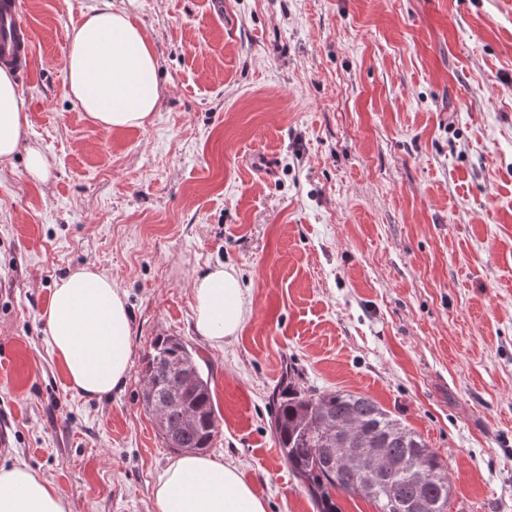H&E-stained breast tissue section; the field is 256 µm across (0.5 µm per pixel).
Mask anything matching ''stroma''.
<instances>
[{
  "label": "stroma",
  "mask_w": 512,
  "mask_h": 512,
  "mask_svg": "<svg viewBox=\"0 0 512 512\" xmlns=\"http://www.w3.org/2000/svg\"><path fill=\"white\" fill-rule=\"evenodd\" d=\"M28 140L0 163V465L70 512H154L176 452L142 408L151 343L208 374L219 434L268 512H318L270 427L301 387L369 396L448 463L449 512H512V0H113L143 27L160 103L106 131L62 86L95 0H22ZM238 274L246 316L198 335L192 281ZM122 288L131 368L78 394L48 344L55 281Z\"/></svg>",
  "instance_id": "obj_1"
}]
</instances>
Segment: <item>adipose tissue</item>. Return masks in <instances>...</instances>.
Listing matches in <instances>:
<instances>
[{"label": "adipose tissue", "mask_w": 512, "mask_h": 512, "mask_svg": "<svg viewBox=\"0 0 512 512\" xmlns=\"http://www.w3.org/2000/svg\"><path fill=\"white\" fill-rule=\"evenodd\" d=\"M65 93L106 130L142 127L159 101L155 51L136 19L111 0L85 12L74 27L62 72ZM28 112L12 72L0 68V163L26 153V173L47 181L51 163L27 144ZM195 329L211 345L236 337L244 322V290L233 268L217 264L192 283ZM48 341L71 389L101 397L125 384L131 317L124 291L84 266L58 280L45 311ZM156 512H267L264 498L238 468L201 454L174 459L159 477ZM0 512H69L60 489L26 463L0 467Z\"/></svg>", "instance_id": "ef3b65f1"}]
</instances>
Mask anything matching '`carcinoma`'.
Instances as JSON below:
<instances>
[{
    "instance_id": "1",
    "label": "carcinoma",
    "mask_w": 512,
    "mask_h": 512,
    "mask_svg": "<svg viewBox=\"0 0 512 512\" xmlns=\"http://www.w3.org/2000/svg\"><path fill=\"white\" fill-rule=\"evenodd\" d=\"M180 376L185 381L177 401L167 403L165 425L158 428L164 443L174 450L195 451L211 446L219 425L209 378L191 350L180 340L166 336L151 344L143 371L145 414L164 402L168 385ZM277 401L272 428L283 460L302 482L319 512H338L332 492L353 494L358 475L336 464V441L326 429L336 423L351 424L374 436L378 447L395 459L416 457L424 472L417 483L405 475H392L384 485L363 494L377 512L400 498L425 494L433 512H448L452 484L447 461L427 448L420 436L406 429L372 398L342 391L314 393L299 386L291 371L273 394Z\"/></svg>"
}]
</instances>
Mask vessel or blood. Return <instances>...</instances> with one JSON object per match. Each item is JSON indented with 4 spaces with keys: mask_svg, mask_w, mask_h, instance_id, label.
<instances>
[{
    "mask_svg": "<svg viewBox=\"0 0 512 512\" xmlns=\"http://www.w3.org/2000/svg\"><path fill=\"white\" fill-rule=\"evenodd\" d=\"M34 37L22 17L21 0H0V66L16 69L27 79Z\"/></svg>",
    "mask_w": 512,
    "mask_h": 512,
    "instance_id": "vessel-or-blood-1",
    "label": "vessel or blood"
}]
</instances>
